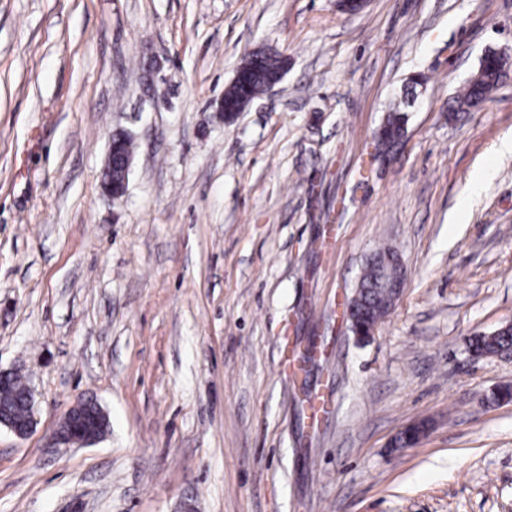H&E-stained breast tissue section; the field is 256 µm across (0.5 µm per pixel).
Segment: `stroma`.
<instances>
[{
    "instance_id": "obj_1",
    "label": "stroma",
    "mask_w": 512,
    "mask_h": 512,
    "mask_svg": "<svg viewBox=\"0 0 512 512\" xmlns=\"http://www.w3.org/2000/svg\"><path fill=\"white\" fill-rule=\"evenodd\" d=\"M511 45L512 0H0V369L37 418L0 427V512H512V355L465 351L512 323V71L450 111ZM256 49L284 76L221 120ZM384 247L405 288L360 343ZM87 397L106 436L49 447ZM501 80L495 62L486 60L456 97L451 112H468L477 102H484ZM405 125L406 114L404 112L398 109L390 112L386 121L381 126V132L375 139L374 148L376 153H388L397 139L393 148L396 147L395 150H398L403 141L401 137L405 134ZM119 145L120 142L114 143L111 138L109 154L101 173V188L104 193L110 195L111 197L123 196L127 190L126 178H124V180L122 181L123 176L121 170H117L115 172V179L118 181H122V183H117L112 180V159L115 155L116 158L122 159V162L125 167V174H127V172L129 171L130 165L133 160L132 155L127 156L124 154H118ZM375 276L373 266L367 264L360 281L362 291V303L358 307L364 311L367 320L371 322L380 321L388 312L391 304L385 297L381 296L380 291L374 288ZM360 288H356L353 296L347 301L345 307V316L349 321V329L358 341H365L375 336L378 324L363 325L354 302L359 298Z\"/></svg>"
}]
</instances>
